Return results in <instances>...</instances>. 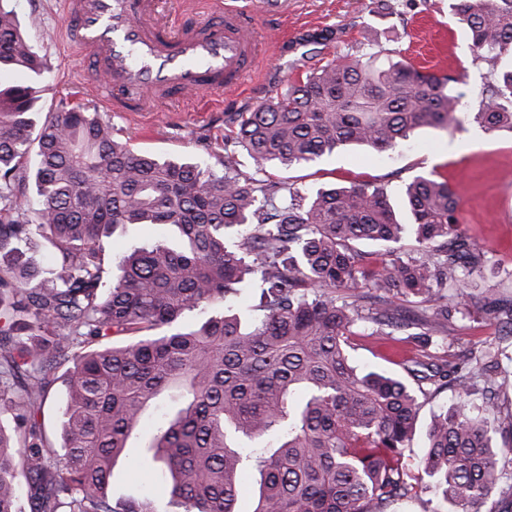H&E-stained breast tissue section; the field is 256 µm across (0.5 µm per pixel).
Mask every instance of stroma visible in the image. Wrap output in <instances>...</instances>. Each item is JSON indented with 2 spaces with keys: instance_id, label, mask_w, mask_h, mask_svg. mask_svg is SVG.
<instances>
[{
  "instance_id": "1",
  "label": "stroma",
  "mask_w": 512,
  "mask_h": 512,
  "mask_svg": "<svg viewBox=\"0 0 512 512\" xmlns=\"http://www.w3.org/2000/svg\"><path fill=\"white\" fill-rule=\"evenodd\" d=\"M381 10L377 0H288L285 17H268L264 26L303 34L300 46L285 45L266 53L255 65L245 88L225 97L224 109L212 111V98L199 96L185 103L162 105L147 122L127 120L106 109L94 85L91 67L73 56L63 41L64 20L58 0H8L27 37L38 46L45 64L39 112L56 111L60 102H81L100 112L120 140L138 152L162 158L214 163L224 152V139L236 127L240 113L250 112L280 92L299 71L318 68L336 55L364 46L379 58L401 54L422 70L456 77L462 104L449 130L416 132L393 154H377L351 145L317 162L287 171L271 170L272 179L313 190L332 184L367 181L385 184L391 193L414 176L431 175L460 195L458 231L475 241L485 255L481 274L469 278L466 291L479 305L487 292L512 299V133L484 131L473 119L487 67L473 61L464 30L448 14V0H389ZM173 227L126 226L105 238L110 259L129 249L166 240L175 241ZM493 346L502 371L512 374V338H499L495 324L475 311L445 322L432 343L395 330L387 336H354L349 355L361 369L405 375L404 359L444 353L468 355ZM494 438L506 453L499 458L504 472L500 488L484 502L481 512H512V425L498 420ZM143 439L133 441L113 469L112 497L137 495L142 484L137 458Z\"/></svg>"
}]
</instances>
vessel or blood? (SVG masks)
<instances>
[{
  "label": "vessel or blood",
  "mask_w": 512,
  "mask_h": 512,
  "mask_svg": "<svg viewBox=\"0 0 512 512\" xmlns=\"http://www.w3.org/2000/svg\"><path fill=\"white\" fill-rule=\"evenodd\" d=\"M64 37L92 59L111 111H158L173 94L232 93L268 48L249 37L258 17L283 15L288 0H212L219 22H174L161 0H61Z\"/></svg>",
  "instance_id": "1"
}]
</instances>
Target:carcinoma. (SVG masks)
<instances>
[{
  "mask_svg": "<svg viewBox=\"0 0 512 512\" xmlns=\"http://www.w3.org/2000/svg\"><path fill=\"white\" fill-rule=\"evenodd\" d=\"M0 0V512H151L108 494L115 459L148 407L168 405L139 461L169 479L168 512H241L248 466L259 474L252 512H366L435 488L450 512H481L500 487L487 418L457 403L432 416L425 457L406 461L419 402L404 379L360 371L347 347L354 327L401 328V299L424 304L411 324L426 341L452 312L469 308L463 285L483 254L457 232L459 198L446 181L417 175L401 222L387 188L354 182L307 194L264 176L316 161L347 144L395 151L418 129H449L457 79L403 58L346 53L288 81L239 114L214 165L134 151L83 105L39 115L44 67ZM473 60L487 65L476 122L512 131V0H448ZM36 163L28 164L31 146ZM244 149L260 177H243ZM34 179L36 218L26 183ZM127 224L176 227L182 245L138 247L107 283L102 241ZM50 235L49 268L27 255ZM414 239L413 252L360 255L353 243ZM487 319L512 335V302L488 298ZM65 368L55 449L41 421ZM413 379H448L485 399L512 386L487 351L466 367L406 362Z\"/></svg>",
  "mask_w": 512,
  "mask_h": 512,
  "instance_id": "carcinoma-1",
  "label": "carcinoma"
}]
</instances>
